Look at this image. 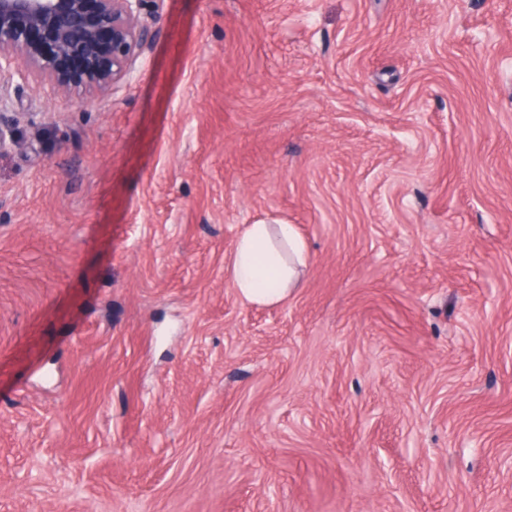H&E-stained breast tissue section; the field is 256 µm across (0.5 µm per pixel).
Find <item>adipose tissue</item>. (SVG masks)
<instances>
[{"instance_id": "adipose-tissue-1", "label": "adipose tissue", "mask_w": 512, "mask_h": 512, "mask_svg": "<svg viewBox=\"0 0 512 512\" xmlns=\"http://www.w3.org/2000/svg\"><path fill=\"white\" fill-rule=\"evenodd\" d=\"M308 257L307 246L293 225H245L232 258V285L246 302L283 303L297 287Z\"/></svg>"}]
</instances>
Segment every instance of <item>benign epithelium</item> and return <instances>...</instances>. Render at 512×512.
Returning a JSON list of instances; mask_svg holds the SVG:
<instances>
[{
  "instance_id": "obj_1",
  "label": "benign epithelium",
  "mask_w": 512,
  "mask_h": 512,
  "mask_svg": "<svg viewBox=\"0 0 512 512\" xmlns=\"http://www.w3.org/2000/svg\"><path fill=\"white\" fill-rule=\"evenodd\" d=\"M143 0H0V78L84 98L126 81L158 37ZM21 146L0 121V153Z\"/></svg>"
}]
</instances>
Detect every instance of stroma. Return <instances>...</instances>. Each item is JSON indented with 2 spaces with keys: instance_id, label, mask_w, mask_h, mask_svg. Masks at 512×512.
Returning <instances> with one entry per match:
<instances>
[{
  "instance_id": "35a3bbf8",
  "label": "stroma",
  "mask_w": 512,
  "mask_h": 512,
  "mask_svg": "<svg viewBox=\"0 0 512 512\" xmlns=\"http://www.w3.org/2000/svg\"><path fill=\"white\" fill-rule=\"evenodd\" d=\"M143 15L107 96L0 87V512H512V0ZM308 257L307 246L294 225L246 224L232 258L233 288L248 303L281 304L297 287Z\"/></svg>"
}]
</instances>
